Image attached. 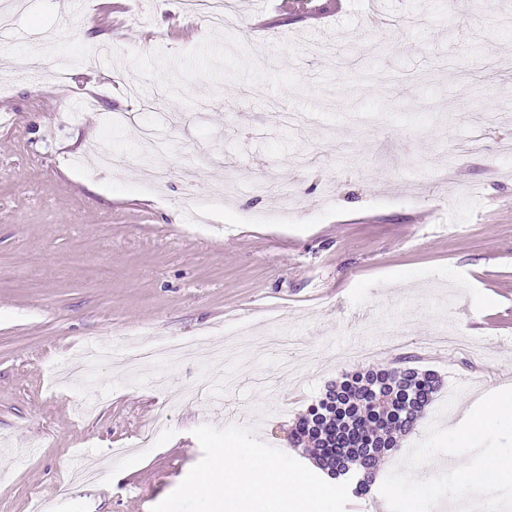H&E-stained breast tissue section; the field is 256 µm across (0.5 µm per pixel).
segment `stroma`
I'll use <instances>...</instances> for the list:
<instances>
[{
  "label": "stroma",
  "mask_w": 512,
  "mask_h": 512,
  "mask_svg": "<svg viewBox=\"0 0 512 512\" xmlns=\"http://www.w3.org/2000/svg\"><path fill=\"white\" fill-rule=\"evenodd\" d=\"M230 3L213 29L180 0H19L0 40V512L45 495L56 512H142L200 461L192 431L214 416L309 463L290 439L306 408L343 373L413 355L439 394L383 478L430 426L512 387V156L496 154L512 72L493 65L512 57V0ZM104 44L141 101L84 66ZM34 51L71 60L62 97L96 94L79 121L49 83L10 79L6 62ZM144 127L169 143L160 186L98 164ZM202 145L218 165L187 169ZM200 196L221 204L194 230ZM275 313L308 356L52 374L96 345L241 344ZM207 381L222 410L185 400L160 417ZM80 455L98 475L74 484Z\"/></svg>",
  "instance_id": "obj_1"
}]
</instances>
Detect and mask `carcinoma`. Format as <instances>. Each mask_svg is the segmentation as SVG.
<instances>
[{
    "label": "carcinoma",
    "instance_id": "1",
    "mask_svg": "<svg viewBox=\"0 0 512 512\" xmlns=\"http://www.w3.org/2000/svg\"><path fill=\"white\" fill-rule=\"evenodd\" d=\"M437 389L435 373L413 367L347 373L299 418L291 439L310 448L332 479L352 468L366 473L354 488L366 494L380 458L397 447L395 434L414 429Z\"/></svg>",
    "mask_w": 512,
    "mask_h": 512
}]
</instances>
